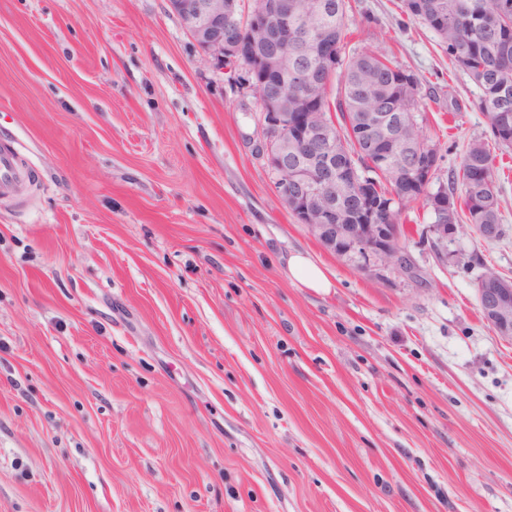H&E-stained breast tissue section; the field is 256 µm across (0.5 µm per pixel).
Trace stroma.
Segmentation results:
<instances>
[{"mask_svg":"<svg viewBox=\"0 0 512 512\" xmlns=\"http://www.w3.org/2000/svg\"><path fill=\"white\" fill-rule=\"evenodd\" d=\"M346 54L421 81L447 181L492 142L479 91L403 0H349ZM0 512H512V339L483 317L504 236L361 270L285 207L256 95L167 0H0ZM332 275L304 288L285 258ZM26 174L16 150L0 143V194L8 195ZM287 267L290 275L305 288L316 292L327 293L333 288V282L328 271L312 261L301 251H293L288 255Z\"/></svg>","mask_w":512,"mask_h":512,"instance_id":"35a3bbf8","label":"stroma"}]
</instances>
